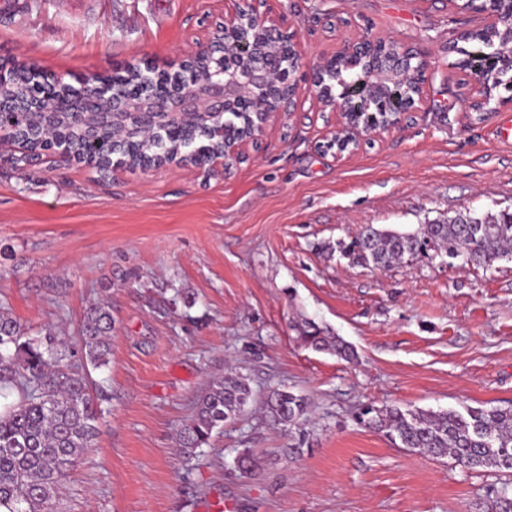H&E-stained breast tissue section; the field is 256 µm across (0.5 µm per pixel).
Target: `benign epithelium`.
Returning <instances> with one entry per match:
<instances>
[{
	"label": "benign epithelium",
	"instance_id": "obj_1",
	"mask_svg": "<svg viewBox=\"0 0 512 512\" xmlns=\"http://www.w3.org/2000/svg\"><path fill=\"white\" fill-rule=\"evenodd\" d=\"M481 9L487 22L496 23L501 17L512 16V0H484ZM251 21L265 34V38L248 43L238 40L245 21ZM292 39L280 25L259 12L258 0L247 6H236L224 14L222 33L195 54L170 66L178 80L161 90L147 91L128 88L122 94L112 92V86L99 83L92 90L85 86L73 88L70 98L62 101L49 93L57 76L45 74L42 112H71L76 124L88 134L102 124L122 125L143 135L171 133L177 141L186 143L189 138L179 135L186 126H200L223 137L221 149L212 153L179 152L176 164L192 160V165L207 176L223 171L229 161L243 157L244 147L256 143L268 120L280 112L290 111L297 96L295 68H286L282 56L275 48ZM198 58L207 60V70L192 72L188 64ZM335 58L363 72L374 89V100H388L390 83L395 78L412 73L416 79L414 93L408 106L391 113L385 122L362 124L352 112L346 97L328 84L329 60L320 61L314 68L313 85L317 100L323 109L334 117L331 138L324 148L336 149V157L353 154L363 144L390 133L403 125L404 118L424 101L427 67L424 52L411 48L394 38L366 35L358 41L344 45ZM41 69L18 60L0 61V127L12 125L26 114V105L13 95L1 90L12 71ZM470 84L481 97L468 101V108L480 109L492 96V89L485 82L483 68L474 65L469 69ZM250 112V127L244 133L230 134L224 130V113Z\"/></svg>",
	"mask_w": 512,
	"mask_h": 512
}]
</instances>
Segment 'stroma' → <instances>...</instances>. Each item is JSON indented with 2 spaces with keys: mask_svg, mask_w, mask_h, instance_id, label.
<instances>
[{
  "mask_svg": "<svg viewBox=\"0 0 512 512\" xmlns=\"http://www.w3.org/2000/svg\"><path fill=\"white\" fill-rule=\"evenodd\" d=\"M234 0H24L0 5V58L65 82L208 44ZM297 34L302 72L363 34L427 52L426 98L400 128L352 155L324 144L308 85L223 175L167 164L103 178L51 154L16 163L0 146V311L30 338L75 344L108 303L112 354L92 371L102 414L54 512H487L501 476L393 446L355 422L365 405L442 411L512 406V261L441 258L380 270L340 248L361 226L412 231L461 212L512 209V105L477 94L441 48L482 15L448 0H264ZM328 328L356 359L305 347ZM234 372L252 399L203 453L176 433L208 386ZM307 397L309 441L264 405ZM256 466L243 473L241 453Z\"/></svg>",
  "mask_w": 512,
  "mask_h": 512,
  "instance_id": "obj_1",
  "label": "stroma"
}]
</instances>
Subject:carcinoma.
<instances>
[{"mask_svg":"<svg viewBox=\"0 0 512 512\" xmlns=\"http://www.w3.org/2000/svg\"><path fill=\"white\" fill-rule=\"evenodd\" d=\"M480 28L471 40L481 60L493 57L505 44L499 31ZM112 85L139 84L150 89L168 85L171 76L153 68L115 69ZM4 93L29 100L36 111L29 113L35 134L26 141L28 150L42 149L38 138L44 114L31 79L19 76L6 84ZM52 121L58 140L81 155L102 164L103 173L118 162L135 166L145 159L161 160L170 143L159 135L143 143L112 144L108 128L99 131L101 145L95 149L80 135L66 113H56ZM345 254L355 262L378 269L420 258L447 256L462 259L470 266L488 268L497 260L512 261V215L501 212L458 214L444 224H422L411 232L363 225ZM80 343L73 346L52 335L42 341L27 337L18 320L0 312V397L17 394V400L0 412V505L9 512H51L62 480L89 447L96 433L99 410L85 374L74 360L101 369L109 364L112 314L103 305L85 312L80 324ZM300 340L316 352L342 359L354 355L352 347L328 329L305 323ZM251 397L248 383L227 375L213 382L198 400L195 412L178 434L180 452L192 457L209 444L214 430L239 415ZM275 422L288 430H299L298 441L288 452L303 453L306 434L307 398L289 390L275 389L265 401ZM357 423L381 432L396 447L435 459L449 458L460 467L475 472L512 474V407L431 411L401 409L396 406H366L356 415ZM490 512H512V482L493 486L489 492Z\"/></svg>","mask_w":512,"mask_h":512,"instance_id":"cac0c4a2","label":"carcinoma"}]
</instances>
